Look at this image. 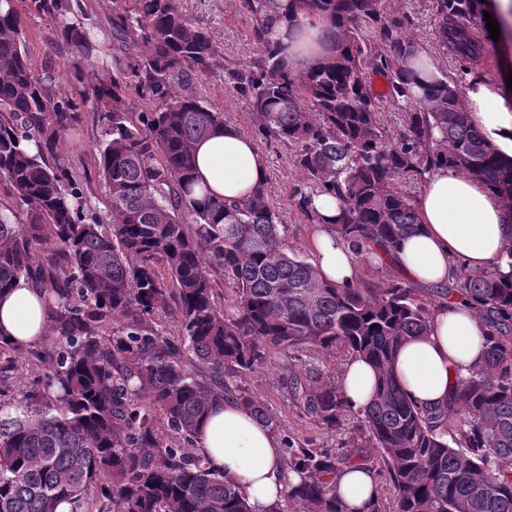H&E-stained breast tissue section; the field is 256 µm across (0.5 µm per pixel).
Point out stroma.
Masks as SVG:
<instances>
[{
	"mask_svg": "<svg viewBox=\"0 0 512 512\" xmlns=\"http://www.w3.org/2000/svg\"><path fill=\"white\" fill-rule=\"evenodd\" d=\"M179 5L187 15L209 27L223 54L221 68L200 78L198 92L205 101L223 111L226 124L252 134L255 118L245 97L228 78L229 70L256 58L258 53L240 0H179ZM388 7L390 12L411 18L408 34L418 48L436 50L435 21L429 0H389ZM98 137L99 129L93 118L85 117L66 136L65 158L72 172L90 187L93 201L102 208L106 205L108 191L94 162L93 146ZM260 150L267 160V186L285 239L305 258H312L311 241L316 227L295 206L293 190L300 185L301 176L293 163L294 150L274 141L261 144ZM284 361V356H276L268 367L246 375L248 387L275 416L283 432L302 442L311 440L318 445L335 447V438L314 425L293 400L282 371Z\"/></svg>",
	"mask_w": 512,
	"mask_h": 512,
	"instance_id": "1",
	"label": "stroma"
}]
</instances>
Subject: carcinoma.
<instances>
[{"mask_svg": "<svg viewBox=\"0 0 512 512\" xmlns=\"http://www.w3.org/2000/svg\"><path fill=\"white\" fill-rule=\"evenodd\" d=\"M259 53L229 72L256 114L254 136L294 148L304 187L298 210L320 223L314 198L335 195L334 232L357 256L378 246L396 260L418 230L400 179L446 166L480 179L512 205V158L485 137L457 82L416 65L407 15L386 0H240ZM436 38L462 74L491 38L481 0H432ZM327 20L331 46L306 69L288 65L276 38L298 15ZM54 24L42 71L24 19ZM88 0H0V292L26 277L44 290L50 350L0 340V512H251L238 484L195 451L210 406L231 399L280 434L287 484L269 512H352L336 486L350 460L300 444L249 390L243 375L287 358L294 401L343 447L377 452L368 467L390 481L395 512H512V246L501 264L462 272L438 292L465 298L489 327L485 359L457 382L448 405L410 400L392 373L401 345L431 329L437 303L401 280L338 286L288 250L266 185L244 200L200 187L195 141L224 131V112L195 83L220 66L211 31L178 0H112V44L87 27ZM376 29L387 51L372 46ZM78 75L55 89L61 50ZM409 105L403 132L382 122L369 71ZM96 115L99 173L109 216L87 198L64 159V136ZM233 289L221 310L217 277ZM179 334L169 338L160 316ZM355 355L378 373L374 399L356 411L336 379L297 376L296 353ZM36 361L22 387L7 373Z\"/></svg>", "mask_w": 512, "mask_h": 512, "instance_id": "obj_1", "label": "carcinoma"}]
</instances>
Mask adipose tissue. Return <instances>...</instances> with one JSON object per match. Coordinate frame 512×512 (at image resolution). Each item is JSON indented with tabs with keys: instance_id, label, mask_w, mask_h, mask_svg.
Returning a JSON list of instances; mask_svg holds the SVG:
<instances>
[{
	"instance_id": "1",
	"label": "adipose tissue",
	"mask_w": 512,
	"mask_h": 512,
	"mask_svg": "<svg viewBox=\"0 0 512 512\" xmlns=\"http://www.w3.org/2000/svg\"><path fill=\"white\" fill-rule=\"evenodd\" d=\"M464 104L487 138L512 157V89L484 75L468 77ZM199 184L228 199H241L266 179L267 162L254 139L229 126L195 147ZM323 222L317 227L315 263L333 283L356 281L360 267L352 250L333 232L340 216L333 195L315 198ZM419 231L404 239L396 263L413 282L437 287L455 281L460 267L480 273L502 261L512 245V206L484 182L441 167L432 172L417 196ZM39 288L27 279L0 295V340L32 346L48 333V312ZM486 327L468 304L442 303L427 335L408 340L398 350L397 382L417 405L445 406L458 379L468 376L484 354ZM376 374L364 360L342 367L340 385L355 409L374 395ZM195 446L211 467L237 482L252 512H268L283 498L290 475L283 464L282 443L244 406L227 401L211 407L199 426ZM338 492L352 512H365L376 482L362 469H344L336 477Z\"/></svg>"
}]
</instances>
